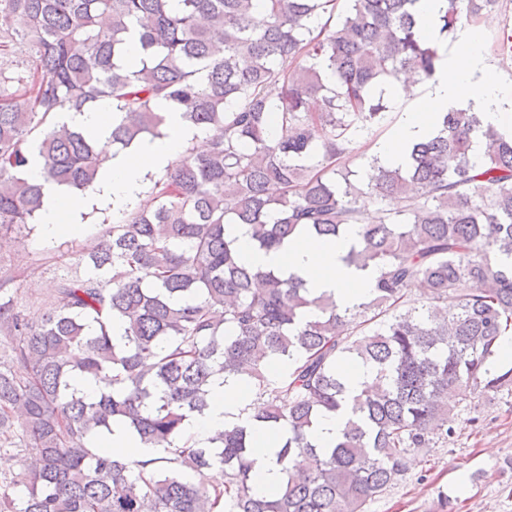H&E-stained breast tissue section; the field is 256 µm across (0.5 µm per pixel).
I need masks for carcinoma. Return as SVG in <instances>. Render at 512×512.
<instances>
[{
	"label": "carcinoma",
	"mask_w": 512,
	"mask_h": 512,
	"mask_svg": "<svg viewBox=\"0 0 512 512\" xmlns=\"http://www.w3.org/2000/svg\"><path fill=\"white\" fill-rule=\"evenodd\" d=\"M263 2L257 21L254 0H0L11 22L0 58L18 37L32 51L27 71L0 68V232L46 208L44 184L84 191L110 150L163 137L160 101L210 133L208 151L185 148L78 258L84 274L60 275L49 312L21 304L20 286L0 276V450L40 462L22 497L17 480H0V512H367L415 449L476 422L478 402L512 396V366L497 360L512 333V135L476 112H445L405 165L359 188L355 132L386 109L375 86L436 73L417 0H348L343 15L337 0ZM446 2L442 34L500 0ZM103 99L105 141L58 124ZM277 124L289 135L273 140ZM33 151L41 183L23 175ZM227 224L265 250L356 227L345 261L375 267L371 299L342 309L299 278L245 265ZM311 307L323 316L307 319ZM114 318L126 324L119 342ZM273 360L286 364L278 380ZM347 362L373 373L350 404ZM241 372L262 408L254 420L282 434L287 481L267 494L254 490V426L217 432L213 448L175 445L208 407L213 377ZM78 377L98 393L79 391ZM345 408L336 443L318 447L314 423ZM115 422L169 456L113 459L90 436ZM207 468L224 482L187 480Z\"/></svg>",
	"instance_id": "obj_1"
}]
</instances>
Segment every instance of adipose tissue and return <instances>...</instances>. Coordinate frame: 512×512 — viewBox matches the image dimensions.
Instances as JSON below:
<instances>
[{
    "mask_svg": "<svg viewBox=\"0 0 512 512\" xmlns=\"http://www.w3.org/2000/svg\"><path fill=\"white\" fill-rule=\"evenodd\" d=\"M452 109L479 112L485 122L498 131L512 134V97L502 94L485 56L481 34L476 30L465 32L457 46L444 54L429 82L428 93L417 100L413 111L404 114L396 132L374 147L377 162L364 168L363 179H372L377 165L396 167L404 164L413 144L435 136L441 114ZM162 112L167 138L147 140L121 150L99 171V188L119 210L133 209L148 175L166 167L187 144L202 150L208 145L207 133L186 123L178 110L166 105ZM45 191L50 203L42 215L43 242L49 245L61 234L72 232L71 222L76 217L77 204L66 187L49 185ZM225 231L239 238L242 258L249 265L302 277L313 294L331 295L343 308L354 307L370 298L374 283L372 270L344 261L350 246L356 242L355 229H348L339 242L298 238L289 240L276 252L253 247L241 225H226ZM254 401V393L246 379H215L209 408L186 421L184 438L192 440L197 447H209L210 439L217 431L229 424L246 421L253 415ZM96 443L116 460L130 457L147 460L165 455L163 449L139 444L135 435L121 425L102 433Z\"/></svg>",
    "mask_w": 512,
    "mask_h": 512,
    "instance_id": "1",
    "label": "adipose tissue"
}]
</instances>
